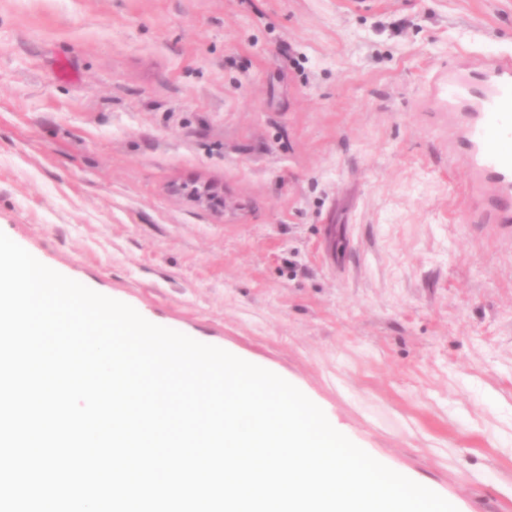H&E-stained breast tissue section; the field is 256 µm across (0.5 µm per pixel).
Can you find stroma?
Listing matches in <instances>:
<instances>
[{"instance_id": "stroma-1", "label": "stroma", "mask_w": 512, "mask_h": 512, "mask_svg": "<svg viewBox=\"0 0 512 512\" xmlns=\"http://www.w3.org/2000/svg\"><path fill=\"white\" fill-rule=\"evenodd\" d=\"M499 56L512 0H0V231L512 512V237L442 105Z\"/></svg>"}]
</instances>
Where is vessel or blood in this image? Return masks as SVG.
Here are the masks:
<instances>
[{
  "label": "vessel or blood",
  "mask_w": 512,
  "mask_h": 512,
  "mask_svg": "<svg viewBox=\"0 0 512 512\" xmlns=\"http://www.w3.org/2000/svg\"><path fill=\"white\" fill-rule=\"evenodd\" d=\"M448 111L463 112L465 166L472 191L492 185L475 224L512 225V57L479 59L448 70Z\"/></svg>",
  "instance_id": "vessel-or-blood-1"
}]
</instances>
